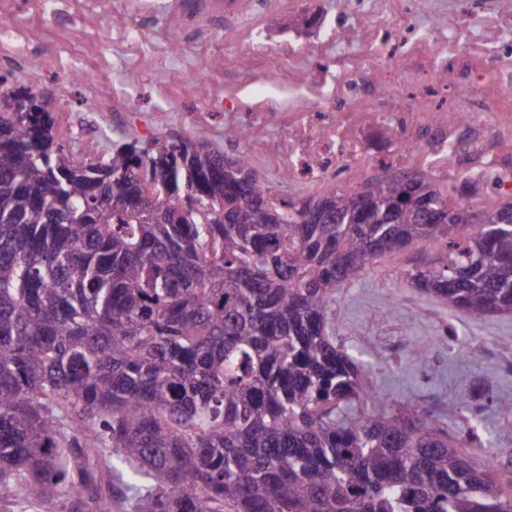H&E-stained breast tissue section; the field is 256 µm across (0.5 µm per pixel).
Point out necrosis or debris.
Here are the masks:
<instances>
[{
	"mask_svg": "<svg viewBox=\"0 0 512 512\" xmlns=\"http://www.w3.org/2000/svg\"><path fill=\"white\" fill-rule=\"evenodd\" d=\"M446 13L438 26L417 19ZM335 52L300 100L288 133V167L298 179L328 180L363 164L389 169L426 152L439 177L454 178L462 141L481 150L503 195L512 196V0H477L465 9L445 0H343L319 46ZM400 134L396 157L373 161L358 136L366 119Z\"/></svg>",
	"mask_w": 512,
	"mask_h": 512,
	"instance_id": "4bbe7bcc",
	"label": "necrosis or debris"
}]
</instances>
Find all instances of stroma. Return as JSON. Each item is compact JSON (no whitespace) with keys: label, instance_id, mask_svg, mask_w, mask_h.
Returning <instances> with one entry per match:
<instances>
[{"label":"stroma","instance_id":"stroma-1","mask_svg":"<svg viewBox=\"0 0 512 512\" xmlns=\"http://www.w3.org/2000/svg\"><path fill=\"white\" fill-rule=\"evenodd\" d=\"M225 0H207L190 21L183 0H13L18 49L14 83L48 99L68 151L109 153L124 138L161 133L205 142L235 157L248 153L258 176L288 196L282 156L288 144V92L271 77L285 69L310 77L328 57L314 53L338 10L336 0H249L239 24L225 26ZM182 47L171 53L172 38ZM86 42L81 56L63 43ZM85 70L88 81L58 96V72ZM258 127L255 141L229 138L233 127ZM431 243L377 258L339 289L331 307L338 347L373 367L385 408L404 404L447 420L448 405L481 403L475 439L460 453L481 462L494 453L500 488L512 492V430L497 403L512 404V316L475 321L405 282ZM425 348L413 358L414 348Z\"/></svg>","mask_w":512,"mask_h":512}]
</instances>
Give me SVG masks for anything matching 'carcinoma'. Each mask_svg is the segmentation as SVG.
Masks as SVG:
<instances>
[{
	"mask_svg": "<svg viewBox=\"0 0 512 512\" xmlns=\"http://www.w3.org/2000/svg\"><path fill=\"white\" fill-rule=\"evenodd\" d=\"M0 105V490L60 512H512L418 408L336 347L339 288L433 241L410 283L512 314V201L474 214L426 177L302 200L246 155L159 135L105 161L56 140L29 89ZM448 417L473 436L464 402Z\"/></svg>",
	"mask_w": 512,
	"mask_h": 512,
	"instance_id": "obj_1",
	"label": "carcinoma"
}]
</instances>
